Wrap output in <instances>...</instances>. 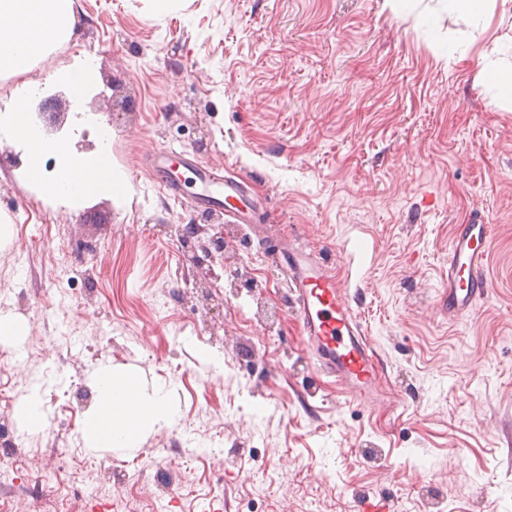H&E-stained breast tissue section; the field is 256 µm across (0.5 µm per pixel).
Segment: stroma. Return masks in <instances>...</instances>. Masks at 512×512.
I'll return each mask as SVG.
<instances>
[{
	"mask_svg": "<svg viewBox=\"0 0 512 512\" xmlns=\"http://www.w3.org/2000/svg\"><path fill=\"white\" fill-rule=\"evenodd\" d=\"M77 39L0 105L59 91L94 58L112 76L71 101L54 139L111 121L115 195H45L0 164V488L12 512H68L76 490L163 498L169 512H512V102L483 59L512 62V0L475 27L446 0H74ZM462 50L449 54V43ZM244 179L260 221L231 239L261 292L202 283L177 225L195 186L159 187L156 153ZM482 220L490 293L454 318L437 299L455 228ZM302 248L345 288L381 361L370 407L317 375L271 257ZM69 297H61V290ZM168 391L175 421L132 449L86 448L103 364ZM38 394L46 416L25 427ZM66 467H59L58 456ZM266 478L263 501L251 482Z\"/></svg>",
	"mask_w": 512,
	"mask_h": 512,
	"instance_id": "obj_1",
	"label": "stroma"
}]
</instances>
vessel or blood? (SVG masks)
I'll return each instance as SVG.
<instances>
[{
    "label": "vessel or blood",
    "mask_w": 512,
    "mask_h": 512,
    "mask_svg": "<svg viewBox=\"0 0 512 512\" xmlns=\"http://www.w3.org/2000/svg\"><path fill=\"white\" fill-rule=\"evenodd\" d=\"M192 182L200 184L199 202H222L227 216L242 214L248 201L237 179L218 176L204 166L187 165ZM491 246L489 225H457L448 252V276L440 305L450 315L469 314L489 290L484 275ZM281 266L291 286L303 341L316 370L340 381L353 403L368 405L376 393L378 364L362 325L344 291L324 263L310 255L284 250Z\"/></svg>",
    "instance_id": "b4317fda"
}]
</instances>
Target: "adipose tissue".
<instances>
[{
    "label": "adipose tissue",
    "instance_id": "adipose-tissue-1",
    "mask_svg": "<svg viewBox=\"0 0 512 512\" xmlns=\"http://www.w3.org/2000/svg\"><path fill=\"white\" fill-rule=\"evenodd\" d=\"M77 26L73 0H0V76L28 74L47 52L68 43ZM1 120L13 140L25 146L29 173L45 194L81 198L119 191L122 179L107 151L89 158L66 143L45 140L32 126L27 100L17 99ZM49 152L58 156L59 166L47 175L41 160ZM92 383L97 401L83 427L88 448H132L145 432L173 420L166 393H145L136 373L103 367Z\"/></svg>",
    "mask_w": 512,
    "mask_h": 512
}]
</instances>
